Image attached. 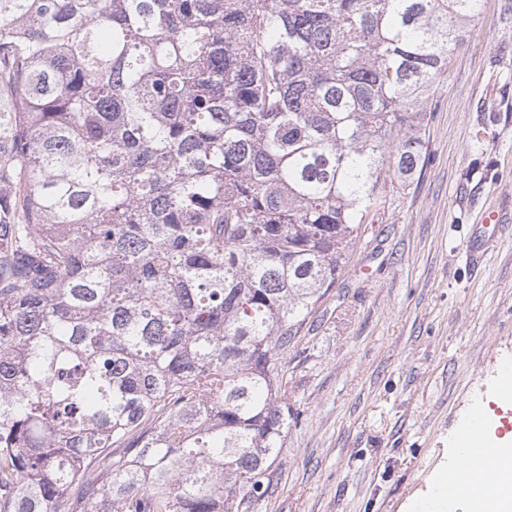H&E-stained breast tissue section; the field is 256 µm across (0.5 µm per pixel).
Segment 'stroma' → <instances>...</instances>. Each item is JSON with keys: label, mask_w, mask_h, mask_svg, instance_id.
I'll list each match as a JSON object with an SVG mask.
<instances>
[{"label": "stroma", "mask_w": 512, "mask_h": 512, "mask_svg": "<svg viewBox=\"0 0 512 512\" xmlns=\"http://www.w3.org/2000/svg\"><path fill=\"white\" fill-rule=\"evenodd\" d=\"M425 164L385 182L340 279L281 355L291 416L249 512H413L512 363V237L479 272V214L512 207V0H483L422 122Z\"/></svg>", "instance_id": "1"}]
</instances>
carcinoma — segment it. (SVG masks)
<instances>
[{
	"label": "carcinoma",
	"instance_id": "1",
	"mask_svg": "<svg viewBox=\"0 0 512 512\" xmlns=\"http://www.w3.org/2000/svg\"><path fill=\"white\" fill-rule=\"evenodd\" d=\"M480 3L0 0V512L270 493L279 355Z\"/></svg>",
	"mask_w": 512,
	"mask_h": 512
}]
</instances>
